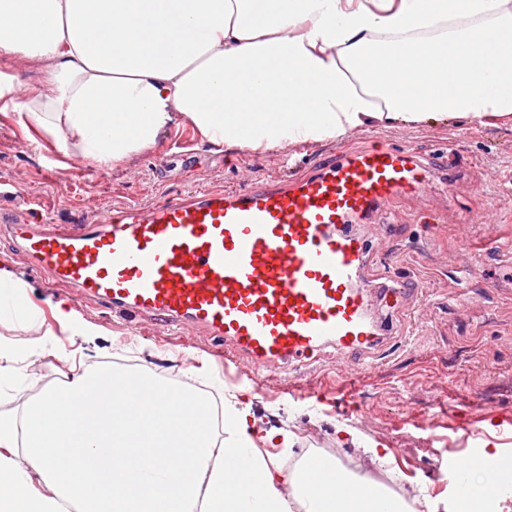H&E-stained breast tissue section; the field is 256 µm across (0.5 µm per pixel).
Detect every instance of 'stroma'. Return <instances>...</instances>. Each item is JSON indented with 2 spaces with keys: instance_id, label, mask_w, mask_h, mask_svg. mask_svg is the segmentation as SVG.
Here are the masks:
<instances>
[{
  "instance_id": "stroma-1",
  "label": "stroma",
  "mask_w": 512,
  "mask_h": 512,
  "mask_svg": "<svg viewBox=\"0 0 512 512\" xmlns=\"http://www.w3.org/2000/svg\"><path fill=\"white\" fill-rule=\"evenodd\" d=\"M411 149L432 165L428 185L403 200L392 225L358 224L368 257L359 283L383 338L355 373L334 348L304 366L259 369L241 355L227 368L211 357L210 337L175 331L151 318H129L50 288L9 244L0 263L33 286L0 315V341L46 335L47 345L15 378L0 382V413L14 414L44 389L62 386L73 365L147 368L248 405L263 440L256 447L294 470L300 449L351 463L417 512H453L455 489L442 474L489 444L512 454V124L480 126L448 118L435 124L368 127L341 138L297 144V171L371 137ZM282 151L224 148L199 138L177 118L157 143L104 168L60 152L54 141L0 112V180L36 196L58 223L91 220L106 208L148 204L168 192L245 187L282 174ZM496 226L495 238L481 225ZM414 281L413 293L379 291L370 280ZM66 301L79 320L96 325L92 346L60 327L50 309ZM286 432L289 445L275 442ZM386 448L384 468L365 455Z\"/></svg>"
}]
</instances>
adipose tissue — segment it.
Segmentation results:
<instances>
[{
	"mask_svg": "<svg viewBox=\"0 0 512 512\" xmlns=\"http://www.w3.org/2000/svg\"><path fill=\"white\" fill-rule=\"evenodd\" d=\"M0 54L43 75L32 94L0 72V111L103 166L176 116L252 150L512 118V0H0ZM227 416L224 437L207 395L147 369L86 370L0 417V512H408L362 476L284 475L247 410ZM502 459L463 458L457 512H495Z\"/></svg>",
	"mask_w": 512,
	"mask_h": 512,
	"instance_id": "adipose-tissue-1",
	"label": "adipose tissue"
}]
</instances>
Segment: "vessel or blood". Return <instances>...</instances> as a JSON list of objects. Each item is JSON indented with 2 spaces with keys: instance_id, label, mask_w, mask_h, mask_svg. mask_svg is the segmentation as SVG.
Wrapping results in <instances>:
<instances>
[{
  "instance_id": "b4317fda",
  "label": "vessel or blood",
  "mask_w": 512,
  "mask_h": 512,
  "mask_svg": "<svg viewBox=\"0 0 512 512\" xmlns=\"http://www.w3.org/2000/svg\"><path fill=\"white\" fill-rule=\"evenodd\" d=\"M428 173L376 140L299 176L112 208L92 224L57 223L26 197L0 211V237L79 298L193 327L258 365L303 364L328 346L349 356L378 345L357 285L366 244L347 225L394 215Z\"/></svg>"
}]
</instances>
